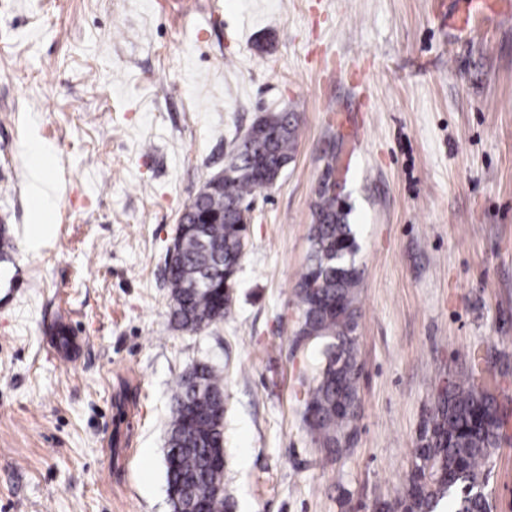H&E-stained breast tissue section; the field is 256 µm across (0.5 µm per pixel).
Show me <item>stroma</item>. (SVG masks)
I'll return each instance as SVG.
<instances>
[{
  "label": "stroma",
  "instance_id": "35a3bbf8",
  "mask_svg": "<svg viewBox=\"0 0 512 512\" xmlns=\"http://www.w3.org/2000/svg\"><path fill=\"white\" fill-rule=\"evenodd\" d=\"M281 110L298 143L255 198L231 312L175 329L180 214ZM37 146L52 209L33 246ZM333 156L363 270L336 460L307 431L295 342ZM0 223V512H171L165 429L198 362L224 369L232 512H373L475 348L507 413L486 490L512 512V0H0Z\"/></svg>",
  "mask_w": 512,
  "mask_h": 512
}]
</instances>
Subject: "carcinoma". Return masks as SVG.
Here are the masks:
<instances>
[{"mask_svg":"<svg viewBox=\"0 0 512 512\" xmlns=\"http://www.w3.org/2000/svg\"><path fill=\"white\" fill-rule=\"evenodd\" d=\"M243 148L231 154L232 176L209 195L199 196L179 223L173 240L179 261L165 268L171 317L181 328L197 330L224 320V271L234 264L249 228L240 222L238 206L272 188L254 159L273 166L288 162L298 140V123L288 112H265ZM349 212L334 194L323 192L313 204L311 252L297 287L318 281L325 301L320 309L303 308L297 340L309 339L318 351L315 374L306 384V418L314 443L328 456L340 457L359 411L362 365L357 357L363 271L357 263L356 232ZM487 356L479 349L468 357L462 376L437 394L419 432L412 460L392 500L378 502L374 512H493L485 493L484 466L499 447L504 411L485 385ZM201 390L186 375L178 379L164 453L167 489L178 496L199 495L208 512H231L224 482L225 465L213 459L224 451V369L200 363Z\"/></svg>","mask_w":512,"mask_h":512,"instance_id":"cac0c4a2","label":"carcinoma"}]
</instances>
